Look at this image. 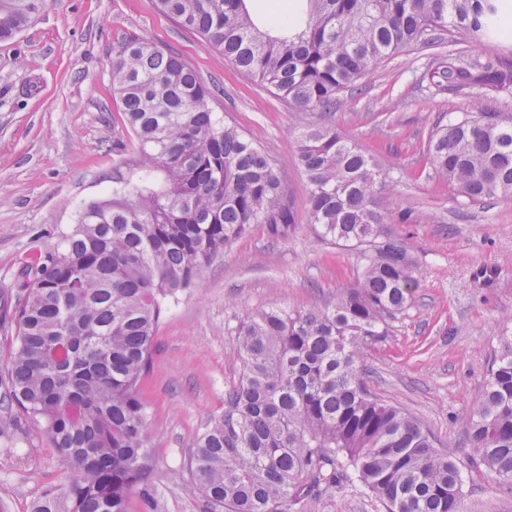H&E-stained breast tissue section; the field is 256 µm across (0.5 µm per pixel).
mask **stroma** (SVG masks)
<instances>
[{
  "label": "stroma",
  "mask_w": 512,
  "mask_h": 512,
  "mask_svg": "<svg viewBox=\"0 0 512 512\" xmlns=\"http://www.w3.org/2000/svg\"><path fill=\"white\" fill-rule=\"evenodd\" d=\"M173 51L213 88V108L268 154L295 216L291 224H255L181 292L160 325L144 391L155 438L148 496L130 512H204L183 473L198 436L224 409V391L240 374L235 329L269 308L305 311L354 283L355 249L318 236L308 224V187L295 156L301 124L329 122L388 175L378 207L412 262L418 286L389 334L365 356L378 398L416 417L434 449L463 474L459 512H512V488L495 485L472 464L465 412L480 398L512 314V196L472 201L439 180L428 136L449 114L511 112L512 99L441 93L424 78L449 49L512 59V36L470 43L454 36L385 58L336 96L330 113L296 119L288 105L243 76L222 52L179 28L155 0H48L13 41L0 43V289L10 290L18 262L55 244L87 203L112 193V171L135 160L131 132L112 90V57L129 35ZM18 440L0 450V512H29L62 465L36 427L7 409ZM309 512H386L358 488L326 493Z\"/></svg>",
  "instance_id": "1"
}]
</instances>
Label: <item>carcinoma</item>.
I'll return each mask as SVG.
<instances>
[{"label":"carcinoma","mask_w":512,"mask_h":512,"mask_svg":"<svg viewBox=\"0 0 512 512\" xmlns=\"http://www.w3.org/2000/svg\"><path fill=\"white\" fill-rule=\"evenodd\" d=\"M301 24L261 30L245 0H156L182 29L224 53L298 113L326 111L383 58L452 28L472 39L507 26L499 0H297ZM47 0H0V42ZM434 87L474 98L512 96V63L448 52ZM112 84L137 143L138 177L112 173V195L85 205L52 248L20 262L14 329L0 384L59 455L65 476L31 512H129L148 495L155 449L142 383L169 299L253 224H291L280 176L264 150L212 108L213 91L174 52L128 37ZM436 175L472 200L512 196V115L462 112L431 131ZM297 159L309 224L360 249L356 285L323 307L258 310L236 329L241 372L189 456L210 512H303L345 484L386 512H459L462 473L422 424L380 402L361 360L388 335L417 282L404 246L381 235L374 205L388 173L330 124L302 128ZM470 452L512 487V336L464 416Z\"/></svg>","instance_id":"carcinoma-1"}]
</instances>
